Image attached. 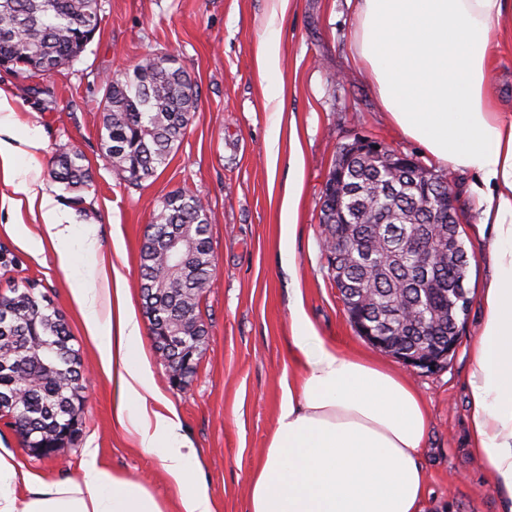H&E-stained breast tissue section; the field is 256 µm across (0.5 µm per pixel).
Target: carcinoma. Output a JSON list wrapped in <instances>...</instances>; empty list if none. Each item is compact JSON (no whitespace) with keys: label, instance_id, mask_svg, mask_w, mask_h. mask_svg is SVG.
I'll return each instance as SVG.
<instances>
[{"label":"carcinoma","instance_id":"carcinoma-1","mask_svg":"<svg viewBox=\"0 0 512 512\" xmlns=\"http://www.w3.org/2000/svg\"><path fill=\"white\" fill-rule=\"evenodd\" d=\"M98 0H0V60L28 70L42 60L39 73L50 75L73 63L85 50V34L100 29ZM103 157L120 179L139 185L168 163L186 134L198 101V87L181 67L149 54L131 71L109 76L102 84ZM84 156L77 150L61 155L50 176L78 190L90 182ZM356 194L345 207L356 231L347 258L352 295L349 302L368 308L373 319L397 323L393 312L428 297L427 289L451 294L468 290L470 258L459 264L447 257L431 260L428 277L415 274L419 254L407 248L414 228L426 236L445 226H430L422 213L423 192L379 161L361 159L347 172ZM209 209L194 194L175 190L164 197L148 225L140 252L141 298L150 331L156 336L177 328L195 336L202 351L208 329L201 301L216 280V261L209 241ZM188 243L182 271L170 273L168 242ZM0 295V418L21 410V430L36 434L54 448L84 402L81 360L70 344L62 315L35 294L31 283L10 286ZM447 344L458 336L448 325L423 336L412 325L397 327L389 340L409 354L433 340Z\"/></svg>","mask_w":512,"mask_h":512}]
</instances>
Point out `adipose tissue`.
<instances>
[{
  "label": "adipose tissue",
  "instance_id": "ef3b65f1",
  "mask_svg": "<svg viewBox=\"0 0 512 512\" xmlns=\"http://www.w3.org/2000/svg\"><path fill=\"white\" fill-rule=\"evenodd\" d=\"M506 0H357L354 49L394 125L439 163L471 171L494 275L481 291L480 334L467 378L471 451L491 476L503 512H512V115L493 102L488 74ZM12 100L0 90V169L15 182L16 208L40 219L62 269L74 241L94 247L95 227L68 223L35 165L39 135L15 146ZM106 320L96 295L72 301L112 382V421L157 455L179 492V512H216L198 476L194 448L174 404L157 385L138 315L121 272ZM288 346L295 382L282 398L265 456L253 472L248 512H423L427 477L418 456L428 409L407 380L365 355L321 338L302 295L289 307ZM24 484L25 497L14 492ZM0 512H164L140 483L87 464L79 479L44 484L0 453Z\"/></svg>",
  "mask_w": 512,
  "mask_h": 512
}]
</instances>
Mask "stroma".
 <instances>
[{"mask_svg": "<svg viewBox=\"0 0 512 512\" xmlns=\"http://www.w3.org/2000/svg\"><path fill=\"white\" fill-rule=\"evenodd\" d=\"M101 29L72 65L51 76L0 69V90L13 100L18 132L37 133L44 185L72 224L96 225L98 249L79 251L63 271L43 224L13 209V183L0 173V246L14 256V278H27L66 319L84 369L87 403L81 435L56 459L23 451L21 439L0 419V453L12 452L19 470L47 483L82 474L86 461L110 473L144 481L165 512H179L177 490L159 458L143 452L133 436L112 423V383L73 304L75 288L95 289L97 314L108 315L102 263L126 278L134 306H141L140 248L147 224L164 197L186 190L210 211L216 282L204 295L205 349L185 390L171 387L150 334L143 344L165 396L175 405L183 433L195 448L201 475L218 512H248L251 475L276 426L282 379L290 368L288 304L294 286L320 336L346 354L363 353L400 368L391 354L360 337L351 325L323 251L320 222L324 184L339 148L365 136L445 174L459 197L461 237L471 258L472 302L447 364L407 377L429 410L419 461L427 476L426 512H501L491 477L470 453L466 379L469 350L482 310L480 291L493 275L486 245L473 226L480 221L473 176L438 163L401 133L383 108L368 71L355 56L356 0H98ZM284 16L269 29L274 11ZM492 50V89L512 111V11L499 24ZM279 45V67L261 78L259 56L266 39ZM170 56L197 83L199 97L185 137L167 166L141 185L119 179L102 155L99 101L103 80L133 68L146 55ZM280 95L282 112L271 96ZM298 138L302 179L296 228L290 242L294 264L282 261L281 201L292 165L291 138ZM76 149L92 183L78 192L49 179L54 158Z\"/></svg>", "mask_w": 512, "mask_h": 512, "instance_id": "obj_1", "label": "stroma"}]
</instances>
